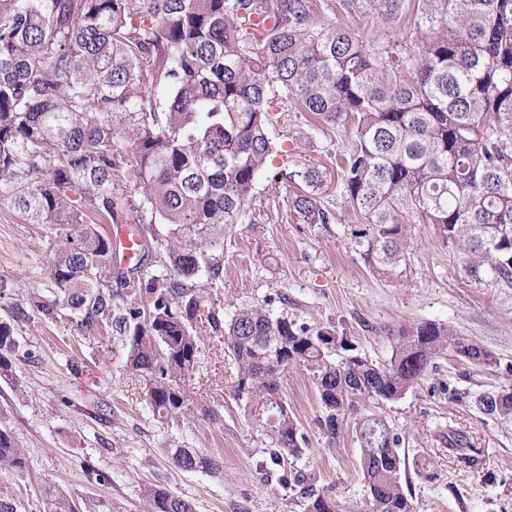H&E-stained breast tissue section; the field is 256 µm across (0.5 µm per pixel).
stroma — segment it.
Instances as JSON below:
<instances>
[{
  "label": "stroma",
  "instance_id": "obj_1",
  "mask_svg": "<svg viewBox=\"0 0 512 512\" xmlns=\"http://www.w3.org/2000/svg\"><path fill=\"white\" fill-rule=\"evenodd\" d=\"M314 0L320 24L341 25L361 37L381 31L392 52L408 38L404 23L357 9L328 10ZM282 151L259 177L253 220L234 225L224 239L221 280L199 278L203 312L231 317L262 300L287 297L288 313L309 325H335L372 360L387 362L398 328L439 321L490 351L496 365L479 367L454 357L436 358L428 377L403 398L370 402L349 415L336 439L316 423L319 402L305 371L292 368L281 379V395L308 439L305 460L320 484L342 505H361L366 488L360 468L358 422L383 418L401 439L416 512H512V432L502 430L475 404L449 401L447 385L472 393L512 385V285L472 279L462 252L439 242L433 225H413L407 268L392 279L378 277L350 246L361 217L341 195L337 165L352 146L351 125L311 123L292 112L268 130ZM319 167L320 196L331 210L330 224H307L288 212L297 184L278 180V171ZM48 224L26 223L0 201V318L26 293L48 282ZM19 349L12 369L0 376V430L22 448L26 467L0 470V498L17 512H51L50 492L65 494L78 512H152L141 490L156 485L189 501L194 512H301L283 478L288 468L264 476L254 424L232 399L235 367L224 342L201 340L200 367L186 388L220 416L210 422L189 413L172 421L153 415L146 382L125 368V350L107 329L77 330L40 316L17 328ZM110 412L99 417L96 407ZM459 436L463 449L449 446ZM191 448L221 459L219 472L185 471L169 455ZM474 457L473 465L458 460ZM110 474L98 484L87 464Z\"/></svg>",
  "mask_w": 512,
  "mask_h": 512
}]
</instances>
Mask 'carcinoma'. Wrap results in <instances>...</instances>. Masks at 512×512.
Here are the masks:
<instances>
[{"instance_id":"obj_1","label":"carcinoma","mask_w":512,"mask_h":512,"mask_svg":"<svg viewBox=\"0 0 512 512\" xmlns=\"http://www.w3.org/2000/svg\"><path fill=\"white\" fill-rule=\"evenodd\" d=\"M387 20L413 17L410 44L394 58L377 35L325 28L312 0H0V200L29 224H51L47 292L32 291L0 320V371L19 348L15 325L35 313L81 330L107 324L126 350V370L146 376L161 419L219 415L185 388L200 335L224 339L236 374L232 396L259 428L260 469L296 463L308 442L280 395L299 367L320 404L317 424L335 438L369 401L393 402L420 384L444 353L475 366L495 358L436 321L400 328L389 363L353 354L333 325L311 327L266 302L226 321L200 320L195 279L222 272L224 235L249 216L257 178L276 145L268 128L285 106L323 124L354 122L340 166L343 196L363 217L350 244L376 274L407 262L412 224L472 257L468 274L512 283V0H355ZM271 18L262 29L251 15ZM132 133L119 123L131 104ZM305 189L288 209L329 224L316 167L277 172ZM138 224L141 263L114 268L112 234ZM162 224L160 231L154 225ZM164 272L144 270L150 244ZM470 399L512 431V388ZM366 512H415L401 480L400 438L382 419L358 429ZM183 470L218 472L220 460L173 448ZM25 457L0 430V469ZM303 512H341L311 473L288 484ZM153 512H194L158 486Z\"/></svg>"}]
</instances>
